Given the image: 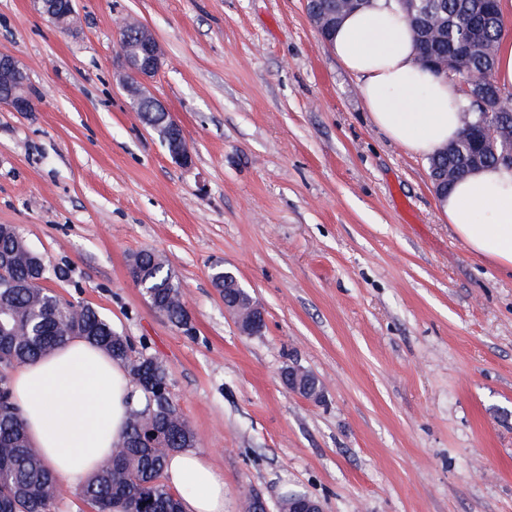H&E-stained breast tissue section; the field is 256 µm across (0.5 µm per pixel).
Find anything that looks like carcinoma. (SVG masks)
Wrapping results in <instances>:
<instances>
[{
  "label": "carcinoma",
  "mask_w": 512,
  "mask_h": 512,
  "mask_svg": "<svg viewBox=\"0 0 512 512\" xmlns=\"http://www.w3.org/2000/svg\"><path fill=\"white\" fill-rule=\"evenodd\" d=\"M410 15L439 13L446 29L438 35L416 32L419 56L438 57L458 50L476 31L487 47L481 55L464 59L465 71L475 77L493 73L497 45L504 30L501 13L490 10L488 0H398ZM512 118V96L501 99L492 115L477 110L471 100L462 109L461 127L475 129L481 122ZM472 152L470 136H457L429 158V169H448L449 183L463 176ZM131 276L149 304L172 324L184 328L188 312L179 282L153 250L133 255ZM50 271L44 257L32 251L18 228L0 224V512H56L67 490L63 480L31 448L19 408L11 396L12 370L36 361L80 334L113 359L145 380L134 379L143 394L131 406L121 446L92 477L78 488L95 512H184L181 498L163 482L169 455L191 448L195 433L169 394L157 395L170 385L167 367L157 358L132 356L127 337L93 307L65 301L43 282Z\"/></svg>",
  "instance_id": "obj_1"
}]
</instances>
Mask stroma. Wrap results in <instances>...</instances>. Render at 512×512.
<instances>
[{"label": "stroma", "mask_w": 512, "mask_h": 512, "mask_svg": "<svg viewBox=\"0 0 512 512\" xmlns=\"http://www.w3.org/2000/svg\"><path fill=\"white\" fill-rule=\"evenodd\" d=\"M62 29L0 0V51L28 67L34 112L0 105V224L65 277L134 354L168 367L195 451L270 512H512V273L471 254L436 206L427 156L376 127L305 0H77ZM119 17L165 60L151 92L182 126L174 162L116 74ZM150 248L191 332L129 273ZM232 268L266 315L243 335L213 287ZM298 365L321 402L284 385Z\"/></svg>", "instance_id": "1"}]
</instances>
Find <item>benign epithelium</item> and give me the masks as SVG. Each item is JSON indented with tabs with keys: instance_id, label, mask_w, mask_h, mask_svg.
Returning <instances> with one entry per match:
<instances>
[{
	"instance_id": "benign-epithelium-1",
	"label": "benign epithelium",
	"mask_w": 512,
	"mask_h": 512,
	"mask_svg": "<svg viewBox=\"0 0 512 512\" xmlns=\"http://www.w3.org/2000/svg\"><path fill=\"white\" fill-rule=\"evenodd\" d=\"M41 13L50 22L62 26H69L76 18L74 0H35ZM308 14L320 34L330 30L338 19V15L331 11L308 9ZM126 28L124 44L121 45V54H126L127 43H135L136 58L127 63L126 70L118 75V82L124 93L136 109L154 112L158 120L149 124L159 136L171 158L182 166L193 163V155L183 135L181 126L171 117L164 105L148 93L146 81L153 77L162 68L164 54L162 47L145 25L134 20L123 22ZM476 43L463 46L457 53L444 56L433 61V66L441 73L448 74L461 71L459 60L462 56L473 52ZM484 78H461L459 83L462 92L477 103L486 112L498 107L500 99L490 98L482 91L481 84ZM0 91L8 94L10 108L15 112H30L34 108L32 95L28 91L27 70L21 61L12 54L0 53ZM492 152L498 160L512 163V130L499 125H486L480 127L476 140V152L472 156L468 169L477 170L482 165V156ZM234 313L239 330L249 336L257 335L265 328V312L261 305L252 302L251 311L247 312L237 306H226ZM282 379L288 390L301 397L319 402L322 393L310 389L307 381L303 379L295 366L282 371ZM241 494L248 499L251 512H269L268 504L263 495L253 488L241 489ZM288 512H323L321 504L302 495L288 497Z\"/></svg>"
}]
</instances>
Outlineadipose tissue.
<instances>
[{
	"label": "adipose tissue",
	"instance_id": "1",
	"mask_svg": "<svg viewBox=\"0 0 512 512\" xmlns=\"http://www.w3.org/2000/svg\"><path fill=\"white\" fill-rule=\"evenodd\" d=\"M329 45L359 81L372 122L392 140L429 156L456 138L464 103L459 83L420 64L397 0H373L348 15ZM437 208L469 251L512 271V167L466 175ZM13 388L31 446L76 486L122 441L135 390L120 362L80 337L22 366ZM164 478L185 512H224V477L205 456L172 453Z\"/></svg>",
	"mask_w": 512,
	"mask_h": 512
}]
</instances>
